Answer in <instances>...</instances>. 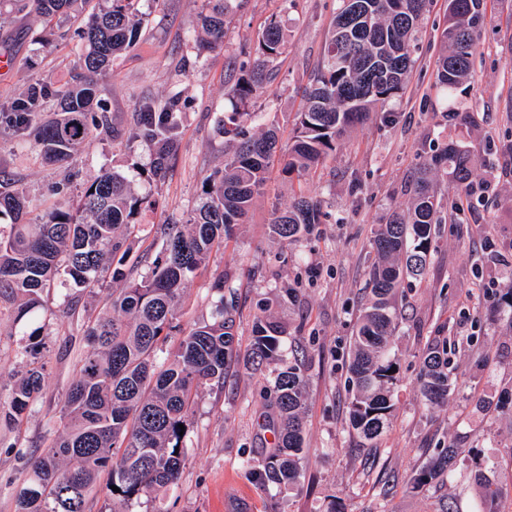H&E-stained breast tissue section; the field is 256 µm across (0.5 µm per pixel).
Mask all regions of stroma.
I'll return each mask as SVG.
<instances>
[{
    "mask_svg": "<svg viewBox=\"0 0 512 512\" xmlns=\"http://www.w3.org/2000/svg\"><path fill=\"white\" fill-rule=\"evenodd\" d=\"M337 0H227L224 48L202 49L198 19L205 0H138L144 21L139 42L116 58L98 80L115 136L97 134L76 161L42 162L31 136L0 134V179L27 192L26 219L38 223L57 183L68 198L102 171H116L154 208L134 217L140 231L124 270L139 278L161 249L164 224L185 223L206 177L224 163L220 120L233 79L270 17L288 36L263 92L251 103L250 132L276 126L292 134L295 114L321 64ZM486 22L470 75L446 108L434 87L436 62L447 25L445 0H432L425 26L410 50L409 82L389 108L392 120L351 128L317 172L294 187L272 177L247 223L237 226L223 250L188 282L177 306L184 330L209 320L214 282L228 275L235 300L232 332L237 352L223 387L205 392L189 416L179 482L158 502L116 504L89 496L90 512H477L482 489L474 475L484 468L501 489L492 512H512V320L501 298L512 292V0H485ZM88 15L63 16L45 27L33 15L0 6V55L15 62L0 74V104L34 84L54 89L71 82L76 32ZM178 97L181 138L164 182L149 179L152 149L136 138L133 115L143 100L162 104ZM471 152L469 206L443 214L422 280L398 290L401 325L392 353L400 382L389 427L374 447H363L348 427L349 353L356 317L366 296L373 258L370 239L389 210L406 206L419 160L448 142ZM321 203L320 224L299 242L275 239L272 213L288 206L296 190ZM112 288L46 291L51 313L39 335L16 322L11 299L0 296V405L8 404L18 374L31 361L44 363L45 385L35 407L19 423L0 422V512H16V490L28 462L54 439L60 410L88 348L83 321ZM278 320L285 333L279 359L254 369L248 349L259 314ZM448 339L453 393L446 405L427 410L418 391L426 343ZM304 366L306 450L301 477L292 487L263 486L253 467L274 446L267 426L273 413L269 388L282 364ZM459 448L447 481L415 487L412 473L440 444Z\"/></svg>",
    "mask_w": 512,
    "mask_h": 512,
    "instance_id": "35a3bbf8",
    "label": "stroma"
}]
</instances>
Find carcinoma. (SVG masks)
<instances>
[{
	"instance_id": "carcinoma-1",
	"label": "carcinoma",
	"mask_w": 512,
	"mask_h": 512,
	"mask_svg": "<svg viewBox=\"0 0 512 512\" xmlns=\"http://www.w3.org/2000/svg\"><path fill=\"white\" fill-rule=\"evenodd\" d=\"M43 23L66 15L90 0H13ZM135 0H104L85 29L77 33L82 53L72 83L50 93L40 87L0 107V127L20 136L36 128L42 155L53 163L69 159L95 132L111 127L96 78L112 60L133 48L142 35ZM430 0H338L325 57L296 113L293 135L278 148L274 126L249 134L246 124L252 100L270 75V66L283 53L286 36L269 21L256 42L255 55L240 68L225 89L231 111L220 120L231 152L224 168L205 181L193 215L185 224L164 225L162 256L139 279L130 280L112 267L120 251H128L134 232L131 218L152 200L134 193L127 179L106 171L82 192L76 211L51 208L40 224H28L24 190L0 183V295L16 300L15 320H34L42 292L49 287L85 288L105 274L122 288L107 295L106 312L89 321V347L80 360L61 410L62 430L51 446L35 458L16 496L17 512H87L89 494L102 474H108L105 495L118 501L144 497L178 482L188 414L203 391L224 385L233 353L227 331L232 307L224 302V277L205 321L188 333L176 323L175 310L189 279L204 266L211 252L224 244L236 225L245 222L266 185L268 172L279 162L288 180L300 179L336 149V141L356 124L376 117L390 119L385 103L400 95L412 67L410 41L418 33ZM224 0L201 15L204 46L224 45ZM485 20L484 0H448V26L441 33L446 46L436 68V88L452 97L471 69L477 36ZM60 111L38 123L48 96ZM180 108L173 97L158 105L145 101L136 113L137 137L156 151L150 163L153 179L163 180L176 155L180 137ZM449 178L448 190L467 192L471 185L470 151L454 142L430 156L420 168L405 210L391 211L378 225L371 245L376 253L369 270L368 302L358 318L353 339L352 398L349 420L366 444L377 440L394 412L392 392L399 382L391 371V339L398 325L396 289L403 278L423 275L434 250L433 225L440 223L441 199L432 176ZM321 223L318 202L299 195L287 209L273 213L270 232L294 243ZM283 328L264 315L253 328L251 358L261 367L275 359ZM174 344L169 357L157 364V352ZM45 382L44 366L29 364L16 380L9 407L0 406V421L11 423L30 409ZM420 393L430 407L448 402V340L427 342ZM276 421L273 453L258 467L263 482L292 485L300 477L304 448L303 415L306 392L301 366L294 363L274 380ZM458 449L445 446L411 477L424 485L448 476ZM117 486L115 492L111 486Z\"/></svg>"
}]
</instances>
